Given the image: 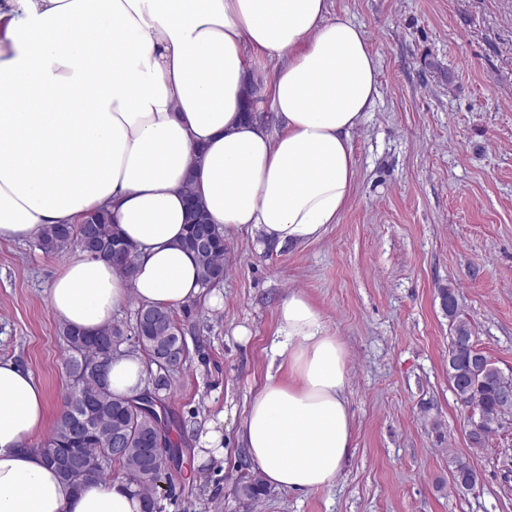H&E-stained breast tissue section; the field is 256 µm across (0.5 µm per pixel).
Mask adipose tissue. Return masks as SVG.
Returning a JSON list of instances; mask_svg holds the SVG:
<instances>
[{"mask_svg": "<svg viewBox=\"0 0 512 512\" xmlns=\"http://www.w3.org/2000/svg\"><path fill=\"white\" fill-rule=\"evenodd\" d=\"M330 0H0V239L111 214L134 248L126 276L80 255L49 290L64 324L99 329L129 300L175 309L204 295L180 248L186 196L223 235L282 249L339 223L356 169L353 133L378 94L363 28ZM270 70V116L242 114L243 87ZM285 375L267 374L240 440L269 486L331 485L353 446L347 354L291 293L277 310ZM133 354L106 368L113 392L143 386ZM48 398L0 358V512H142L134 486L73 488L32 448Z\"/></svg>", "mask_w": 512, "mask_h": 512, "instance_id": "adipose-tissue-1", "label": "adipose tissue"}]
</instances>
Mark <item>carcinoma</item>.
I'll use <instances>...</instances> for the list:
<instances>
[{
	"mask_svg": "<svg viewBox=\"0 0 512 512\" xmlns=\"http://www.w3.org/2000/svg\"><path fill=\"white\" fill-rule=\"evenodd\" d=\"M181 245L193 254L202 287H213L224 279V236L209 223L198 200L189 201L187 232ZM36 246L44 253L75 246L86 255L112 262L125 274L133 272L132 247L104 212L92 215L82 224L49 226ZM439 295L451 332L448 380L461 406L473 411L465 415L470 447L483 448L498 430L499 420L512 415V395H503L499 368L477 348L470 322L461 313L458 293L442 288ZM134 333L136 341L128 348L129 338L117 325L109 324L93 334L60 327L70 385L63 395V408L52 433L39 451L75 487L91 480H107L108 465L116 463L123 478L143 495L144 512H161L157 489L168 464L163 460L155 464L148 461L145 440H161L165 447L174 450L172 460H177L180 448L171 439L169 421L160 407L173 391L174 377L186 355V343L174 311L151 305L138 307ZM135 352L148 359L143 389L133 396H120L99 384L93 374L95 367ZM116 435L125 438L127 450L114 458L111 448ZM451 463L453 489L473 490L479 481L477 473L456 457ZM237 492L242 498L255 501L267 495L268 490L262 476L254 473L238 486Z\"/></svg>",
	"mask_w": 512,
	"mask_h": 512,
	"instance_id": "cac0c4a2",
	"label": "carcinoma"
}]
</instances>
